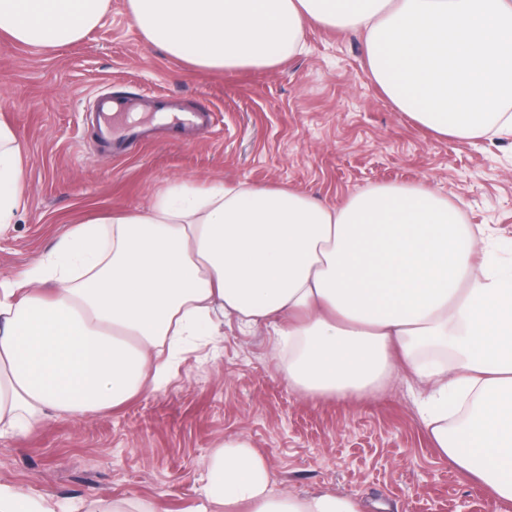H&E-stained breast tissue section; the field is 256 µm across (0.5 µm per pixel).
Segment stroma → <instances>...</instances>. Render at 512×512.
Returning a JSON list of instances; mask_svg holds the SVG:
<instances>
[{
  "label": "stroma",
  "instance_id": "35a3bbf8",
  "mask_svg": "<svg viewBox=\"0 0 512 512\" xmlns=\"http://www.w3.org/2000/svg\"><path fill=\"white\" fill-rule=\"evenodd\" d=\"M305 43L272 69H196L149 42L126 0L56 50L0 41V120L25 147L21 204L0 229V281L74 223L148 208L183 181L287 186L336 204L373 184L423 182L466 223L486 226L500 260L512 261V136L435 137L383 95L360 36L311 26ZM103 92L144 112L143 140L96 141ZM156 96L206 106L211 122L182 132L154 123ZM421 388L402 369L384 391L313 400L288 387L272 329L224 323L215 343L180 355L164 388L0 439V483L66 506L135 498L188 512L206 483L204 459L242 436L278 491L352 495L366 512H495L487 491L432 448Z\"/></svg>",
  "mask_w": 512,
  "mask_h": 512
}]
</instances>
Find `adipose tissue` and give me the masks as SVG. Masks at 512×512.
I'll return each mask as SVG.
<instances>
[{
	"instance_id": "adipose-tissue-1",
	"label": "adipose tissue",
	"mask_w": 512,
	"mask_h": 512,
	"mask_svg": "<svg viewBox=\"0 0 512 512\" xmlns=\"http://www.w3.org/2000/svg\"><path fill=\"white\" fill-rule=\"evenodd\" d=\"M111 0H0V35L55 49ZM144 36L208 70L270 69L312 25L363 34L397 111L461 140L512 135V0H126ZM24 146L0 121V228L21 204ZM273 326L284 378L312 399L425 382L433 448L512 503V267L425 183L337 205L286 187L181 183L153 204L75 224L23 278L0 283V439L93 416L160 388L169 354ZM194 512H359L355 497L274 492L242 437L205 463Z\"/></svg>"
}]
</instances>
